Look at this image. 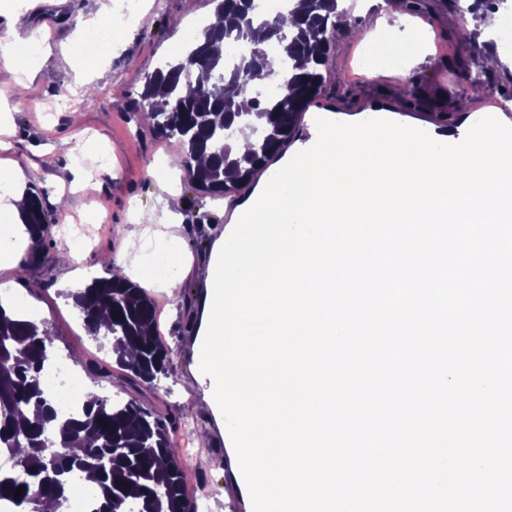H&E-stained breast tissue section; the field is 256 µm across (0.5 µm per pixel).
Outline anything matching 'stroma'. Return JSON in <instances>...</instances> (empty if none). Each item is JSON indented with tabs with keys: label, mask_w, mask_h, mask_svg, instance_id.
Segmentation results:
<instances>
[{
	"label": "stroma",
	"mask_w": 512,
	"mask_h": 512,
	"mask_svg": "<svg viewBox=\"0 0 512 512\" xmlns=\"http://www.w3.org/2000/svg\"><path fill=\"white\" fill-rule=\"evenodd\" d=\"M344 18L357 37L339 34L325 67V83L288 145L305 146L315 118L359 122L383 118L426 132L468 130L486 116L512 125V110L491 103L512 90V49L495 47L486 66H471L475 34L465 24L463 0H423L404 9L407 23L423 21L426 42L411 36L390 40L389 57L366 59L368 41L385 37L369 0H341ZM214 0H138L134 16L99 41L94 56L78 54L77 20L107 27L111 0H8L0 6V39L12 48L33 45L34 61L17 72L0 68V165L23 171L26 187L39 194L53 220L36 263L0 267L11 304L22 305L45 324L56 359L77 373L93 367L103 397L136 401L156 416L173 420L186 486L198 512H251L248 492L233 475L234 455L224 445L227 426L207 400L194 342L203 328L210 289L198 267L213 258L223 235L226 210L250 198L255 183L212 198L195 190L173 161L176 140L158 137L144 120L143 80L180 55L215 12ZM399 56L418 103L402 98L385 76ZM108 151L109 162L98 155ZM82 224V244L64 241L66 227ZM175 240L184 256L180 291L170 295L145 262L144 244ZM74 259L61 266L59 254ZM125 267L131 281L154 298L159 331L172 350L167 378L154 385L131 381L109 347L85 330L65 293L105 274L104 260Z\"/></svg>",
	"instance_id": "stroma-1"
}]
</instances>
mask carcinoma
I'll return each mask as SVG.
<instances>
[{
    "mask_svg": "<svg viewBox=\"0 0 512 512\" xmlns=\"http://www.w3.org/2000/svg\"><path fill=\"white\" fill-rule=\"evenodd\" d=\"M289 2L291 30L283 26V15H261L255 0H219L217 22L205 25L187 45V57L169 60L145 78V117L159 137L180 143L176 164L200 192L222 196L248 181L290 140L299 114L320 91L339 0ZM230 38L245 42L249 52L226 70L221 46ZM258 58L279 62L277 86L287 94H260L264 75ZM227 83L245 103L226 96ZM254 127L262 131L258 138ZM242 136L252 144L239 156L234 144ZM25 198L22 218L33 241V263L52 222L38 195L28 192ZM105 267L107 276L64 296L87 332L108 342L131 380L153 384L168 375L170 358L158 334L154 302L146 289L112 273V262ZM52 346L46 327L0 301V502L39 512L42 500L51 499L61 508L82 487L72 475L89 473L95 512H196L168 422L135 401L119 405L94 394L80 414L58 415L44 380L50 363L45 350ZM79 440L82 454L70 453ZM22 485L23 493L14 498Z\"/></svg>",
    "mask_w": 512,
    "mask_h": 512,
    "instance_id": "obj_1",
    "label": "carcinoma"
}]
</instances>
